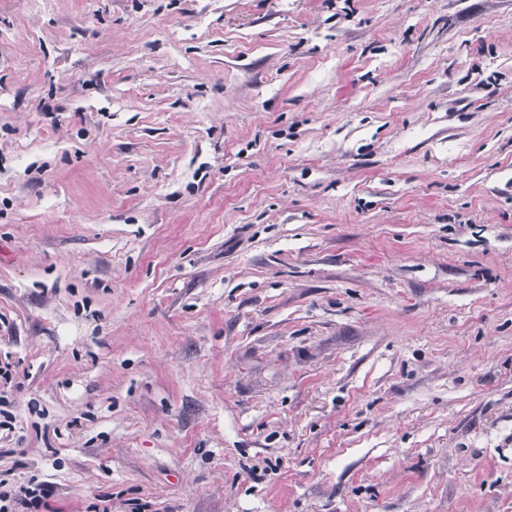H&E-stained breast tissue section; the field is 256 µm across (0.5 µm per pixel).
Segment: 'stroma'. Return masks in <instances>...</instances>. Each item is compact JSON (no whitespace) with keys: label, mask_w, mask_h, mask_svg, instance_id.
<instances>
[{"label":"stroma","mask_w":512,"mask_h":512,"mask_svg":"<svg viewBox=\"0 0 512 512\" xmlns=\"http://www.w3.org/2000/svg\"><path fill=\"white\" fill-rule=\"evenodd\" d=\"M16 512H512V0H0Z\"/></svg>","instance_id":"35a3bbf8"}]
</instances>
